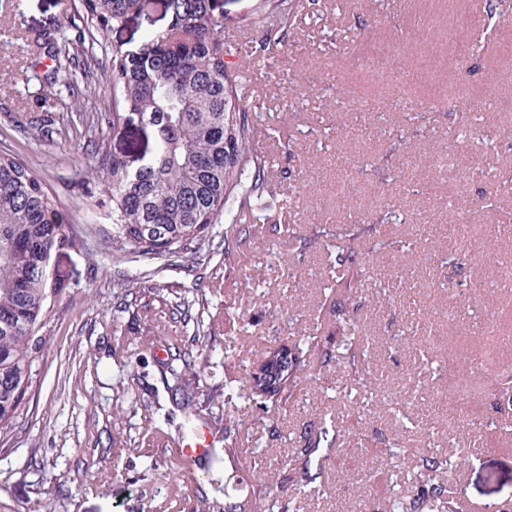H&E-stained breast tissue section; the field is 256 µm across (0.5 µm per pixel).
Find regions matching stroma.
Segmentation results:
<instances>
[{
	"instance_id": "obj_1",
	"label": "stroma",
	"mask_w": 512,
	"mask_h": 512,
	"mask_svg": "<svg viewBox=\"0 0 512 512\" xmlns=\"http://www.w3.org/2000/svg\"><path fill=\"white\" fill-rule=\"evenodd\" d=\"M214 0L225 60L266 159L260 208L246 224L278 225L225 253L212 225L190 264L177 256L112 260V244L53 253L44 350L8 427L0 429V512H224V457L232 439L265 457V486L300 498L292 461L307 463L320 497L302 512H382L411 487L422 455L453 460L458 512L512 504V290L482 247L512 253V11L498 0ZM112 41L137 47L167 29L166 0H142ZM80 0H11L0 9V151L56 197L67 223L108 225L90 205L101 165L92 143L131 167L153 148L149 132L112 131L108 64L41 86L27 41L70 35ZM448 157L433 156L434 140ZM466 208L463 265L449 213ZM339 224H359L363 255L337 266ZM492 289L485 298L484 289ZM350 318H336L337 300ZM204 325L214 340L196 336ZM366 339L364 383L338 363L353 334ZM151 345H144V336ZM313 336L312 345L302 342ZM298 348L303 375L326 390L264 411L219 396L247 386L269 343ZM483 348L468 381L457 360ZM201 385L191 411L171 388L181 353ZM407 424L406 441L392 437ZM210 455L195 473L176 450L199 425Z\"/></svg>"
}]
</instances>
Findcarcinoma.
<instances>
[{"label": "carcinoma", "mask_w": 512, "mask_h": 512, "mask_svg": "<svg viewBox=\"0 0 512 512\" xmlns=\"http://www.w3.org/2000/svg\"><path fill=\"white\" fill-rule=\"evenodd\" d=\"M170 26L148 35L135 51L109 43L110 34L142 9V0H83V13L72 24L75 38L47 31L36 40L56 62L52 74L82 64L91 68L92 47L111 45L103 76L112 85V130L135 123L150 130L154 151L131 169L112 156L92 170L104 185L112 224L100 233L112 241L116 256L155 259L180 254L197 259L213 224L224 223V243L242 245L238 222L260 192L266 160L253 151L256 128L241 104L224 60L222 19L212 0H166ZM84 246V230L65 222L57 200L42 181L11 154L0 153V428L17 413L32 382V367L42 350L38 332L47 303L62 284L50 279L52 253ZM336 258L346 262L361 251V229L336 234ZM480 364L471 353L457 363L465 379ZM175 394L192 406L200 378L195 364L173 371ZM299 356L273 394L250 380L248 398L260 408L279 406L302 389ZM448 458L421 457L412 494L388 501L389 512H456L448 496ZM231 479L224 481V504L233 512H294L293 501L248 494L233 502Z\"/></svg>", "instance_id": "carcinoma-1"}]
</instances>
